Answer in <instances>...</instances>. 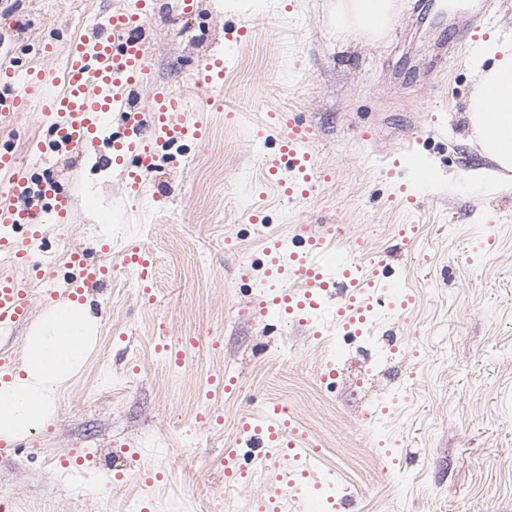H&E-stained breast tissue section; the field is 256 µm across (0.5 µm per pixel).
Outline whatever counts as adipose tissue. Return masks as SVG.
<instances>
[{
  "mask_svg": "<svg viewBox=\"0 0 512 512\" xmlns=\"http://www.w3.org/2000/svg\"><path fill=\"white\" fill-rule=\"evenodd\" d=\"M391 19L389 0H348L337 26L378 31ZM492 58L479 71L469 115L482 152L495 164L512 169V50L489 40ZM95 335V320L81 306L54 304L31 333L33 351L22 375L0 384V435L13 437L42 425L52 412L56 390L84 364Z\"/></svg>",
  "mask_w": 512,
  "mask_h": 512,
  "instance_id": "adipose-tissue-1",
  "label": "adipose tissue"
}]
</instances>
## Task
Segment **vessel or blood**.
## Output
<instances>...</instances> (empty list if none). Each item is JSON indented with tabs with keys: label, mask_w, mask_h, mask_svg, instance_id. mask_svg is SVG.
<instances>
[{
	"label": "vessel or blood",
	"mask_w": 512,
	"mask_h": 512,
	"mask_svg": "<svg viewBox=\"0 0 512 512\" xmlns=\"http://www.w3.org/2000/svg\"><path fill=\"white\" fill-rule=\"evenodd\" d=\"M151 12V0H138L136 10H115L92 35L74 41L66 56L61 88H53L45 74L28 71L18 75L10 68L0 70V85L10 87L7 97H0V124H10L28 111L31 101H40L45 115L53 119L52 144L57 148L76 147L88 150L108 145L103 159L112 165L129 196H139L148 176L157 169L154 145L163 142L176 145L202 138L199 124L190 121L178 93L162 91L147 103L134 99L133 92L143 84L147 71L149 45L140 37ZM119 113L123 131L107 136L104 123L111 113ZM285 135L278 155L268 172L292 169L302 175L300 183L286 187L287 195L307 196L318 177L313 156L308 151L310 129L300 122L285 120ZM0 198L7 204L0 208V224L7 233L0 235V253L9 255L21 267L31 262V245L41 240V215L58 224L71 221V200L49 180L35 179L24 170L15 152L0 146ZM24 229V238L14 235ZM303 249L294 254L293 273L306 286L304 292L280 290L274 293L275 304L286 312L320 308L322 296L335 297L333 319L337 328L347 329L364 322L372 308L371 290L375 281L364 275L357 262L351 261L337 274H329L318 260L324 250L323 241L314 236L302 239ZM125 266L135 268L143 292H150L155 274V256L145 246L135 245L124 256ZM69 265L76 275L71 282V300H80L89 286L103 283L112 276L110 268L88 261L81 250H72ZM35 281L0 274V334L13 332L28 322L32 315ZM242 430L256 440L259 447L279 445L300 461L301 470L290 471L288 485L311 478L309 466L302 463V448L297 431L290 420L279 425L261 427L251 418H243Z\"/></svg>",
	"instance_id": "vessel-or-blood-1"
}]
</instances>
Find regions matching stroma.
I'll use <instances>...</instances> for the list:
<instances>
[{
	"label": "stroma",
	"mask_w": 512,
	"mask_h": 512,
	"mask_svg": "<svg viewBox=\"0 0 512 512\" xmlns=\"http://www.w3.org/2000/svg\"><path fill=\"white\" fill-rule=\"evenodd\" d=\"M133 0H0V68L60 76L66 43ZM142 32L150 45L140 101L180 91L202 140L156 144L147 193L128 196L94 151L60 150L43 163L50 120L39 111L0 128L23 168L52 178L73 201V220L43 219L34 248L43 285L29 324L0 345L23 349L32 327L68 297L79 248L121 267L126 250H153L152 299L114 274L85 292L96 337L65 381L50 418L0 456L7 512H255L282 489L294 512H317L335 479L357 512H512V170L495 169L469 121L477 76L473 47L459 36L470 0H390L392 21L371 33L336 25L342 0H154ZM248 21L250 37L227 30ZM55 53L44 54L45 45ZM230 55L219 85L195 73ZM303 121L319 173L308 197L290 199L270 181L278 153L272 113ZM488 178L475 180L476 169ZM326 238V259L350 253L380 285L413 297L402 313L380 310L365 342L337 359L314 336L332 326V300L289 319L259 314L274 289L300 281L268 274L259 258L272 241L289 267L296 236ZM109 252H101V245ZM190 336L182 363L157 352ZM365 360L361 390L347 358ZM335 379L323 380L328 364ZM215 376L233 379L212 394ZM318 450L316 484L281 487L288 457L250 469L220 498L222 462L258 450L243 416L274 405ZM164 472L149 484L140 470Z\"/></svg>",
	"instance_id": "stroma-1"
}]
</instances>
